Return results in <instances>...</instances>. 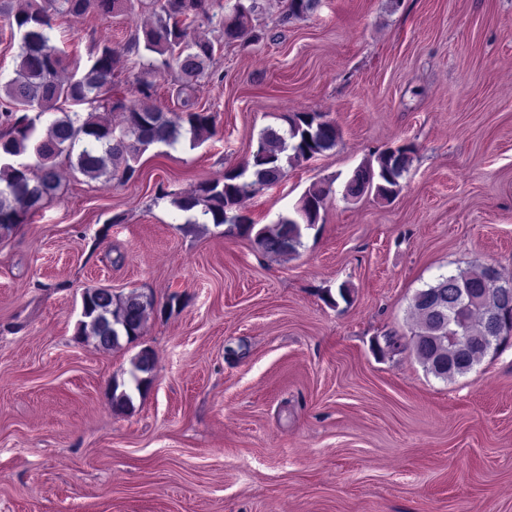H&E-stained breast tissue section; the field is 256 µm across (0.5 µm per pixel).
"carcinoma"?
Returning a JSON list of instances; mask_svg holds the SVG:
<instances>
[{
    "instance_id": "obj_1",
    "label": "carcinoma",
    "mask_w": 512,
    "mask_h": 512,
    "mask_svg": "<svg viewBox=\"0 0 512 512\" xmlns=\"http://www.w3.org/2000/svg\"><path fill=\"white\" fill-rule=\"evenodd\" d=\"M124 0H23L18 8L4 6L13 16L19 35L14 77L0 82L8 104L0 109V239L16 233L27 216L40 209L61 185L57 159L65 158L73 171L90 179L129 181L139 172L140 157L153 145L173 146L186 138L194 149L216 134L213 115L197 110L193 86L206 73L222 44H248L264 38L255 21L263 10L259 0H229L223 11H212L211 0H149L152 20L135 28L127 43L93 44L86 62L66 64L54 30L65 16L89 12L106 19L121 11ZM320 7V0H288V17L305 18ZM213 25L221 39L191 36V30ZM143 58L145 77L136 81L134 98L122 94L119 76L127 71L129 56ZM175 70L179 79L178 112H165L155 104L156 83L149 76ZM121 113V127L101 122L97 112ZM285 128L266 127L256 149L242 166L224 178L201 181L191 191L162 192L171 204L203 222L226 226L224 233L252 239L267 256L292 258L303 247L304 231L319 223L321 210L332 192V182H315L301 196L293 213L281 215L264 227L242 211L243 202L279 183L289 166L308 161L336 147V123L318 112H294L283 117ZM80 150H75L76 146ZM413 149L387 148L358 166L344 185L343 197L356 199L372 193L392 200L413 162ZM83 298L84 314L74 340L112 350L133 343L143 334L153 295L132 291L114 295L104 288H89ZM411 309L417 328L406 338L383 336L374 349L388 352L410 349L425 370L452 380L473 369L494 349L503 330L512 331V280L497 270L476 264L456 274H441L415 292ZM130 387L112 381V411H135L132 392L147 393L154 381L156 356L144 347L131 361Z\"/></svg>"
}]
</instances>
